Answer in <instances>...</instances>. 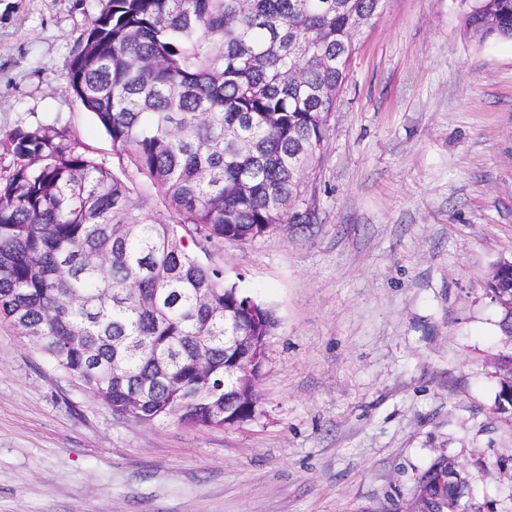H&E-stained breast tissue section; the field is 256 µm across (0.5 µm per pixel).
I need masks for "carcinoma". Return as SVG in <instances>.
Instances as JSON below:
<instances>
[{"mask_svg":"<svg viewBox=\"0 0 512 512\" xmlns=\"http://www.w3.org/2000/svg\"><path fill=\"white\" fill-rule=\"evenodd\" d=\"M384 0H104L79 37L67 90L112 141L119 167L51 124L0 139V322L120 416L233 426L237 353L264 354L271 311L188 249L252 241L292 212L357 53ZM466 35L512 39V0H473ZM163 206L171 219L160 217ZM184 229L181 235L178 229ZM233 336H246L245 347ZM498 396L512 395V353ZM455 512L470 483L435 459L418 482Z\"/></svg>","mask_w":512,"mask_h":512,"instance_id":"cac0c4a2","label":"carcinoma"}]
</instances>
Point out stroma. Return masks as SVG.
Returning <instances> with one entry per match:
<instances>
[{"mask_svg":"<svg viewBox=\"0 0 512 512\" xmlns=\"http://www.w3.org/2000/svg\"><path fill=\"white\" fill-rule=\"evenodd\" d=\"M102 0H0V136L112 143L66 90ZM466 0H388L359 37L303 222L198 252L278 321L253 420L112 413L0 323V512H405L445 455L466 512H512V350L486 284L512 260V41L463 33Z\"/></svg>","mask_w":512,"mask_h":512,"instance_id":"obj_1","label":"stroma"}]
</instances>
